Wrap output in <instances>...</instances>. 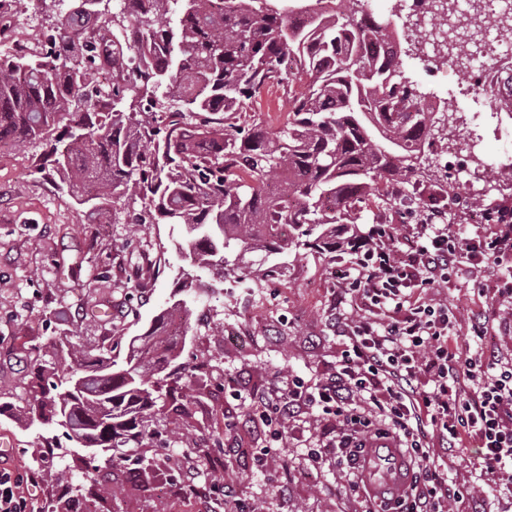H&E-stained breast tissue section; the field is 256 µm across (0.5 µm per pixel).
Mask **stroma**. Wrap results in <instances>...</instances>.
<instances>
[{
    "instance_id": "1",
    "label": "stroma",
    "mask_w": 512,
    "mask_h": 512,
    "mask_svg": "<svg viewBox=\"0 0 512 512\" xmlns=\"http://www.w3.org/2000/svg\"><path fill=\"white\" fill-rule=\"evenodd\" d=\"M399 63L419 86L447 98L454 113L444 153L448 171L483 165L488 178H497V162L512 153V139L490 135L479 151L467 149L471 113L489 111L494 104L490 98L461 95L473 80L471 70L451 60L428 64L406 51ZM39 153L28 144L0 148V389L12 392L19 406L27 398L25 384L34 365L66 371L54 356L60 340L126 352L130 339L144 333L179 293L184 265L181 234L171 225L144 224L132 237L123 224L85 223L75 197L39 171ZM253 259L262 267L259 280L216 284L206 274L194 288L192 311L207 312L209 319L204 324L191 321L187 335L179 337L178 362L189 368L207 359L206 390L194 399L188 415L170 414L166 432L152 443L175 459L197 464L212 484L234 485V493L221 502L180 501L167 494L168 482L162 479L148 491L123 487L116 500H104L105 512H240L244 507L249 512H363L362 497L349 492V478L334 460L323 464L318 479L301 474L308 446L326 435L327 420L320 410L306 409L284 421L286 437L273 447L267 427L249 420L232 385L239 379L269 388L285 376L310 384L334 370L342 348L341 338L330 329L338 263L317 254L289 258L284 268L262 253ZM468 280L467 273H460L427 295L431 302L453 307L464 326L473 311L487 305ZM228 416L237 418L236 428H225ZM0 438L13 443L0 466L37 473L39 484L32 495L39 512H49L63 494L61 469L83 480L89 461L101 465L106 459L102 453L92 458L70 448L57 425L22 422L10 413L0 414ZM235 440L269 448L264 467L223 455L225 442ZM51 446L67 449V456L53 466H37L36 458ZM187 448L222 455L223 469L214 472L192 454L184 456ZM477 451L472 442L453 455L436 457L435 463L454 483L471 486L488 512H496L492 481L473 468ZM284 470L291 484L281 498L270 484Z\"/></svg>"
}]
</instances>
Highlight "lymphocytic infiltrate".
Segmentation results:
<instances>
[{"label":"lymphocytic infiltrate","instance_id":"1","mask_svg":"<svg viewBox=\"0 0 512 512\" xmlns=\"http://www.w3.org/2000/svg\"><path fill=\"white\" fill-rule=\"evenodd\" d=\"M494 228L460 236L446 211L425 214L418 232L387 230L373 237L348 264L331 314L343 339L336 370L308 385L292 378L278 390L254 386L244 399L271 438L273 421L318 408L334 424V436L309 449L311 466L325 455L357 472L367 448L394 440L412 465L410 485L394 503H369L366 512H448L468 498V488L449 483L434 463V445L447 450L474 441V465L496 491L512 495V355L464 352L458 319L445 304H431L428 288L471 269V287L493 294L494 307L473 313L471 333L491 335L501 305L512 304V208L489 210ZM366 307L349 315L345 304ZM38 477L0 468V512H35L30 487Z\"/></svg>","mask_w":512,"mask_h":512}]
</instances>
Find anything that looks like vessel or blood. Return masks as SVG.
<instances>
[{
	"mask_svg": "<svg viewBox=\"0 0 512 512\" xmlns=\"http://www.w3.org/2000/svg\"><path fill=\"white\" fill-rule=\"evenodd\" d=\"M360 464L369 490L377 499L394 498L406 491L409 467L395 442H381L368 449Z\"/></svg>",
	"mask_w": 512,
	"mask_h": 512,
	"instance_id": "b4317fda",
	"label": "vessel or blood"
}]
</instances>
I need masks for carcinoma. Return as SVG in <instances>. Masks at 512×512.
Listing matches in <instances>:
<instances>
[{
    "mask_svg": "<svg viewBox=\"0 0 512 512\" xmlns=\"http://www.w3.org/2000/svg\"><path fill=\"white\" fill-rule=\"evenodd\" d=\"M313 8V0H89L46 31L48 50H0V144L65 143L43 151L40 170L87 206L99 224H177L186 243L182 290L198 273L219 281L252 273L255 252L336 256L359 249L366 212L398 209L425 185L429 200L452 186L433 178L427 151L444 127L386 48L394 32L362 0ZM33 0H0V18L32 17ZM501 40L512 19L491 15ZM122 76L89 81L100 57ZM288 95L275 128L258 104ZM178 299L132 338L124 358L100 347L67 349L63 375L35 368L24 407L82 448L112 456L142 489L169 464L148 458L166 406L188 413L171 327L187 335ZM84 378L83 388L73 386Z\"/></svg>",
    "mask_w": 512,
    "mask_h": 512,
    "instance_id": "1",
    "label": "carcinoma"
}]
</instances>
